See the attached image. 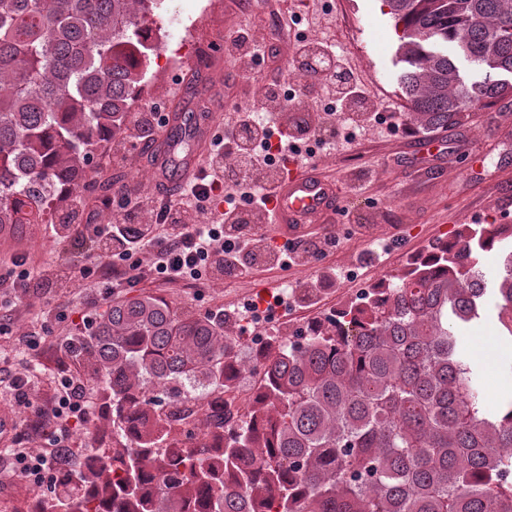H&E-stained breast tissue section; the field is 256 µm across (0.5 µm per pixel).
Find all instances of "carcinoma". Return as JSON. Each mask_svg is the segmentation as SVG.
I'll list each match as a JSON object with an SVG mask.
<instances>
[{
	"label": "carcinoma",
	"instance_id": "1",
	"mask_svg": "<svg viewBox=\"0 0 512 512\" xmlns=\"http://www.w3.org/2000/svg\"><path fill=\"white\" fill-rule=\"evenodd\" d=\"M158 0H0V227L54 223L129 135ZM409 110L446 126L509 94L512 0H386ZM475 73L467 78L460 63ZM511 224L465 228L402 276L253 353L224 318L114 303L69 343L105 385L112 448L59 472L38 512H512V399L493 411L463 334L493 305L512 337ZM505 245L489 277L482 254ZM262 375L248 420L167 444L162 405Z\"/></svg>",
	"mask_w": 512,
	"mask_h": 512
}]
</instances>
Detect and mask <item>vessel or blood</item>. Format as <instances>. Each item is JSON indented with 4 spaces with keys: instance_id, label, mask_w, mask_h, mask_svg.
I'll return each instance as SVG.
<instances>
[{
    "instance_id": "b4317fda",
    "label": "vessel or blood",
    "mask_w": 512,
    "mask_h": 512,
    "mask_svg": "<svg viewBox=\"0 0 512 512\" xmlns=\"http://www.w3.org/2000/svg\"><path fill=\"white\" fill-rule=\"evenodd\" d=\"M169 123L178 127L179 137L161 136L154 144V169L157 178L165 179L169 189L190 179L195 173V148L204 146L211 138L214 115L176 113ZM175 168L178 177L166 180V168ZM343 202L336 184L327 178L320 165L289 162L288 173L281 181L275 198L269 205V223L280 225L289 236L305 233L313 224H332L339 217Z\"/></svg>"
}]
</instances>
